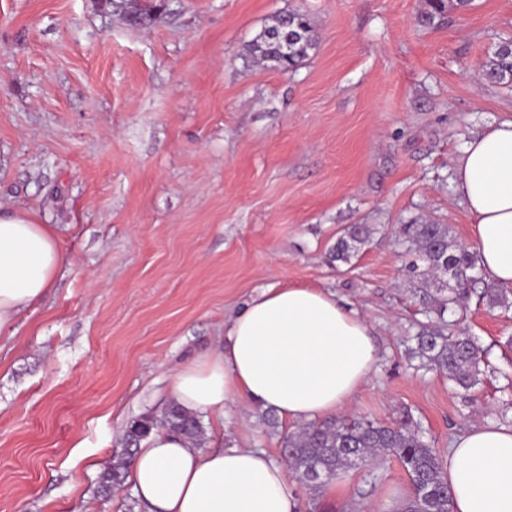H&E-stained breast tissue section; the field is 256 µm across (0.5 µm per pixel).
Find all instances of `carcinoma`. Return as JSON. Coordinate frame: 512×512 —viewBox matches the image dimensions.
<instances>
[{"label": "carcinoma", "mask_w": 512, "mask_h": 512, "mask_svg": "<svg viewBox=\"0 0 512 512\" xmlns=\"http://www.w3.org/2000/svg\"><path fill=\"white\" fill-rule=\"evenodd\" d=\"M472 0H425L421 25L433 26L451 9H467ZM317 40L314 26L300 10L275 15L247 47L248 57L287 72L310 56ZM490 83L512 86V40H504L481 65ZM372 233L369 224H351L343 230L334 250L335 259L348 264ZM402 245L416 257L410 268L419 277L420 300L437 320L421 327L409 355L422 366L448 377L465 391L477 386L483 375L484 350L476 337L459 323H448L445 313L465 309L476 287L491 308L509 309L512 302L478 270L476 252L454 241L447 224L417 222L402 225ZM158 428H167L201 445L205 430L201 418L171 405L162 418L150 414L131 421L119 450L103 467L99 484L104 496L123 483L125 471L141 440ZM282 454L294 480L317 492L340 472L370 458L391 456L400 464L412 487L405 512H451V492L441 457L410 414L390 422L353 415L311 422L282 437Z\"/></svg>", "instance_id": "1"}]
</instances>
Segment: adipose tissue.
<instances>
[{
    "label": "adipose tissue",
    "mask_w": 512,
    "mask_h": 512,
    "mask_svg": "<svg viewBox=\"0 0 512 512\" xmlns=\"http://www.w3.org/2000/svg\"><path fill=\"white\" fill-rule=\"evenodd\" d=\"M487 279L512 288V120L468 141L452 177ZM69 257L53 228L0 208V331L52 288ZM369 324L318 288L269 287L231 321L222 343L175 372L188 413L223 416L237 400L303 423L344 410L370 378ZM442 465L451 512H512V426L488 423L452 442ZM148 512H298L284 468L252 448L201 449L166 429L144 440L125 479Z\"/></svg>",
    "instance_id": "1"
}]
</instances>
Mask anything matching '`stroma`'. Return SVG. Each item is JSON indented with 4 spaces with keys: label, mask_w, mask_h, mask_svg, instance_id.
I'll list each match as a JSON object with an SVG mask.
<instances>
[{
    "label": "stroma",
    "mask_w": 512,
    "mask_h": 512,
    "mask_svg": "<svg viewBox=\"0 0 512 512\" xmlns=\"http://www.w3.org/2000/svg\"><path fill=\"white\" fill-rule=\"evenodd\" d=\"M424 0H0V206L61 233L71 263L0 339V512H145L98 477L129 421L162 416L173 374L214 348L252 296L320 288L370 324L375 369L348 412L411 411L440 453L460 431L512 425V309L471 299L489 371L468 396L410 368L425 321L399 229L449 225L470 244L453 165L512 120L481 64L512 39V0H474L433 27ZM298 9L318 45L295 70L247 44ZM349 224L374 232L345 264ZM229 401L204 444L280 462L290 423ZM349 501L290 487L300 512H368L408 486L393 459L345 471Z\"/></svg>",
    "instance_id": "stroma-1"
}]
</instances>
